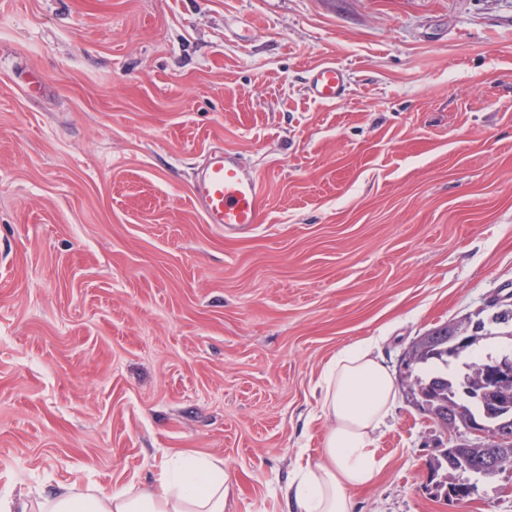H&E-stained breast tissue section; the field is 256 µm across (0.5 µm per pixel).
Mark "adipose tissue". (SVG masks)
Wrapping results in <instances>:
<instances>
[{"label":"adipose tissue","instance_id":"obj_1","mask_svg":"<svg viewBox=\"0 0 512 512\" xmlns=\"http://www.w3.org/2000/svg\"><path fill=\"white\" fill-rule=\"evenodd\" d=\"M321 410L331 425L321 462L301 469L288 485L290 512H354V492L369 487L384 468L376 433L396 397L390 367L368 339L343 347L321 379ZM223 460L185 453L167 456L152 488L116 489L60 484L0 497V512H224Z\"/></svg>","mask_w":512,"mask_h":512}]
</instances>
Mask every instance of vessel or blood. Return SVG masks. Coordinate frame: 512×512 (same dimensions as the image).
<instances>
[{
	"label": "vessel or blood",
	"instance_id": "b4317fda",
	"mask_svg": "<svg viewBox=\"0 0 512 512\" xmlns=\"http://www.w3.org/2000/svg\"><path fill=\"white\" fill-rule=\"evenodd\" d=\"M310 95L324 103L344 97L347 83L343 68L325 63L311 70ZM192 201L206 223L218 225L225 234L249 232L266 212V190L259 176L238 155L212 148L191 187Z\"/></svg>",
	"mask_w": 512,
	"mask_h": 512
}]
</instances>
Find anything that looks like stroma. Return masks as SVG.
Returning <instances> with one entry per match:
<instances>
[{
	"label": "stroma",
	"instance_id": "1",
	"mask_svg": "<svg viewBox=\"0 0 512 512\" xmlns=\"http://www.w3.org/2000/svg\"><path fill=\"white\" fill-rule=\"evenodd\" d=\"M217 146L266 185L238 237L190 198ZM510 297L512 0H0V495L184 451L289 512L339 349ZM447 445L398 390L356 512H512V468L437 496ZM308 88L314 99L335 104L345 96L347 89L345 72L335 63L319 65L310 72Z\"/></svg>",
	"mask_w": 512,
	"mask_h": 512
}]
</instances>
